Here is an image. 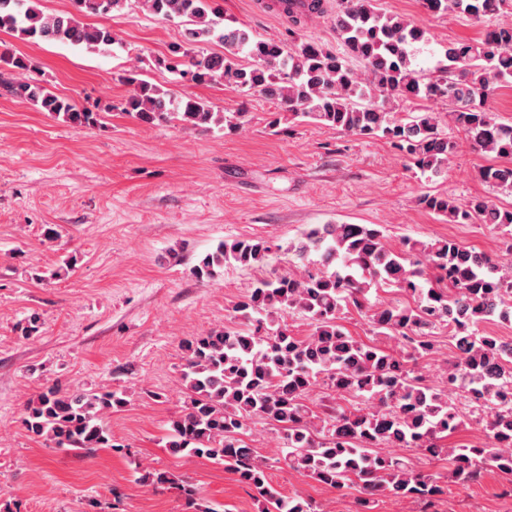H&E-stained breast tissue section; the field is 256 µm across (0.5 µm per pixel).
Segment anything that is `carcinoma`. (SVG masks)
Wrapping results in <instances>:
<instances>
[{
	"instance_id": "cac0c4a2",
	"label": "carcinoma",
	"mask_w": 512,
	"mask_h": 512,
	"mask_svg": "<svg viewBox=\"0 0 512 512\" xmlns=\"http://www.w3.org/2000/svg\"><path fill=\"white\" fill-rule=\"evenodd\" d=\"M126 2L74 0L76 12L49 13L38 0H0V30L27 42L105 53L116 43L112 31L82 22L79 14H107ZM140 2L163 20L195 25L192 41L224 44L222 55L177 49L169 69L196 84L222 80L245 88L274 101L293 119L311 118L362 138L380 134L411 171L442 174L456 143L443 131L438 113L399 117L386 105L404 97L448 103L470 143L503 159L481 168L480 180L512 191V123L499 121L486 108L498 88L512 84V26L490 29L474 42L448 44L444 59L427 76L413 66L412 53L424 32L378 12L372 0H343L332 17L343 54L309 41L289 48L255 42L247 31L225 27L213 0ZM424 5L478 18L512 8V0H424ZM244 48L258 65L239 66L237 54ZM351 58L365 64L367 77L353 71ZM125 81L133 89L124 111L142 123L180 121L201 130L212 124L236 126L232 117L212 111L201 99L189 98L182 111H172L170 91L140 79L135 70ZM0 89L76 127L97 122V113L75 108L42 84L0 72ZM418 205L450 224H491L512 234V208L496 207L480 196L458 202L424 194ZM271 250L264 240L224 241L191 273L200 281L212 280L224 266L248 268ZM288 251L299 261V272L256 280L235 306L247 329L222 327L184 341L186 400L170 421V451L224 465L254 492L261 512L319 509L302 496L283 497L270 485L268 459L243 440L257 417L283 428L289 468L331 488L361 483L364 496L357 500V512H373L379 494L431 504L445 492L442 476L423 473L409 459L381 453V448H415L427 459L446 455L455 482H477L487 469L512 477V358L503 353L502 337L481 329L496 321L512 323V265L452 239H408L395 250L376 224L313 225ZM384 288L398 289L406 301L373 306L370 293ZM351 309L368 318L374 335L395 339L402 349L352 336L342 324ZM295 313L311 321L310 335L297 337L288 330L285 319ZM449 323L456 324L455 352L447 362L445 385L434 387L415 374L412 361L434 352L433 329ZM320 381L361 398L365 407L324 405L314 411L306 397ZM457 388L473 393L475 402L496 407L487 425L488 447L444 444L463 424L450 398ZM126 403L122 390L51 386L27 403L23 423L58 449L117 450L104 418ZM142 480L196 500L195 487L171 473L148 471Z\"/></svg>"
}]
</instances>
